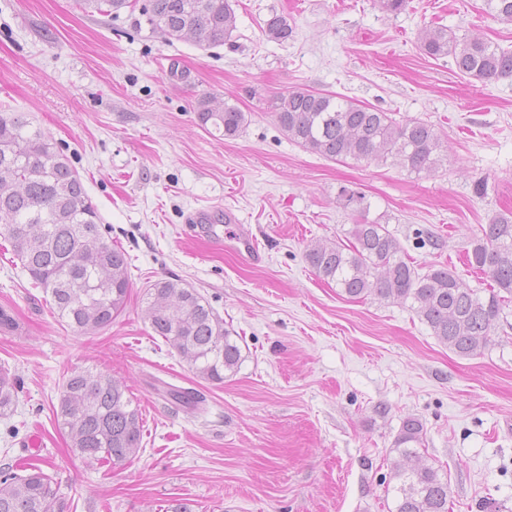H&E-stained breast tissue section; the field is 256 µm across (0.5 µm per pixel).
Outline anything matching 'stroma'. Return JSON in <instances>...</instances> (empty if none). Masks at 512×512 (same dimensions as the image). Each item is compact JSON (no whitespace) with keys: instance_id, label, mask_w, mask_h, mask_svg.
<instances>
[{"instance_id":"1","label":"stroma","mask_w":512,"mask_h":512,"mask_svg":"<svg viewBox=\"0 0 512 512\" xmlns=\"http://www.w3.org/2000/svg\"><path fill=\"white\" fill-rule=\"evenodd\" d=\"M237 28L202 49L153 30L139 0L88 15L76 0H0V110L49 134L79 173L106 240L129 256L124 311L94 335L53 314L9 244L0 245V366L19 378L0 417V461L49 474L68 512H392L387 494L403 420L424 424L423 462L450 486V512H512V305L482 355L448 350L408 307L351 300L304 259L315 240L347 243L361 193L419 273L466 260L482 225L512 209V78L484 83L417 47L445 26L512 51V25L484 0H235ZM293 28L284 43L262 24ZM344 96L432 124L448 148L436 171L330 160L293 141L270 102L294 90ZM236 103L234 137L213 134L201 102ZM209 211L208 224L186 217ZM254 239L255 261L236 236ZM178 279L235 336L242 362L203 380L144 318L148 288ZM123 381L143 418L124 465L87 466L54 421L64 376ZM199 391L192 410L162 384ZM266 37L277 42H287L293 33L292 26L284 14L273 13L265 22L263 27Z\"/></svg>"}]
</instances>
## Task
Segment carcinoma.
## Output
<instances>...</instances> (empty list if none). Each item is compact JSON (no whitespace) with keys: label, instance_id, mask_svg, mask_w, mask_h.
I'll return each instance as SVG.
<instances>
[{"label":"carcinoma","instance_id":"obj_1","mask_svg":"<svg viewBox=\"0 0 512 512\" xmlns=\"http://www.w3.org/2000/svg\"><path fill=\"white\" fill-rule=\"evenodd\" d=\"M87 14H117L129 0H77ZM486 12L512 24V0H485ZM152 28L175 40L188 38L201 48L224 44L236 28L230 0H150L144 8ZM266 37L286 42L293 33L288 16L274 13L263 27ZM419 50L449 57L460 73L482 82L512 77V51L480 38L459 37L445 27L417 35ZM271 109L288 139L331 160L385 163L410 173L438 168L443 143L431 125L396 119L389 112L343 96L296 90L276 97ZM224 137L247 124L241 109L227 101L199 111ZM99 215L78 172L57 151L52 138L14 113H0V237L36 287L51 297V308L79 334L112 324L128 294V257L104 240ZM349 244L316 243L304 258L315 274L350 299L370 296L409 305L439 343L462 357L480 355L492 343L497 319L512 296V211L495 215L471 243L469 264L490 275L493 285L481 296L445 266L420 274L405 259L398 239L383 224L365 219L352 225ZM145 319L152 333L177 351L196 376L222 382L242 360L224 321L197 291L180 280L162 279L147 292ZM16 378L0 368V417L12 412ZM126 386L102 373L75 369L62 383L55 409L59 430L84 463L121 465L140 450L142 413L126 396ZM169 399L196 406L192 389L169 386ZM420 419L406 418L394 448L388 484L393 512H449L448 481L424 465ZM0 512H65L64 498L51 477L33 467L25 475L0 465Z\"/></svg>","mask_w":512,"mask_h":512}]
</instances>
